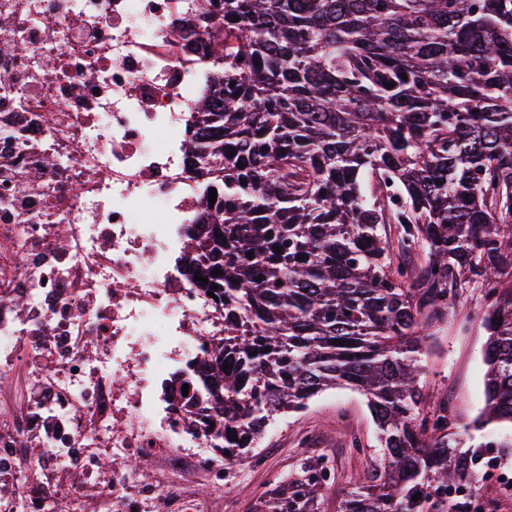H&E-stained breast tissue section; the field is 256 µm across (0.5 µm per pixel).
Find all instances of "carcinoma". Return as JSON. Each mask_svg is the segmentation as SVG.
<instances>
[{
  "label": "carcinoma",
  "mask_w": 512,
  "mask_h": 512,
  "mask_svg": "<svg viewBox=\"0 0 512 512\" xmlns=\"http://www.w3.org/2000/svg\"><path fill=\"white\" fill-rule=\"evenodd\" d=\"M199 11L215 90L188 159L221 181L195 224L224 302L210 433L236 466L277 418L355 390L380 463L341 512H430L476 475L419 386L424 339L470 288L472 426L512 424V0H222L216 26ZM330 473L305 458L250 512H318Z\"/></svg>",
  "instance_id": "obj_1"
}]
</instances>
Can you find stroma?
I'll return each instance as SVG.
<instances>
[{"label": "stroma", "mask_w": 512, "mask_h": 512, "mask_svg": "<svg viewBox=\"0 0 512 512\" xmlns=\"http://www.w3.org/2000/svg\"><path fill=\"white\" fill-rule=\"evenodd\" d=\"M479 306L477 291L468 290L449 313L445 327L424 343V412L430 416L448 408L450 430L462 435L468 448L495 440V447L485 454L498 463L479 469L474 494L490 503V512H512V501L502 500L496 484L499 470L512 471V426L491 425L480 431L470 427L484 405L486 337L478 326ZM324 455L332 461L334 475L321 491L319 512H339L355 481L378 465L377 429L359 393L339 388L319 394L303 411L269 426L255 457L237 466L229 491L204 481L191 491L211 512H249L254 500L300 459Z\"/></svg>", "instance_id": "obj_1"}]
</instances>
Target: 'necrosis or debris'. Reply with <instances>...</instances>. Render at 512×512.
I'll return each mask as SVG.
<instances>
[{
	"label": "necrosis or debris",
	"instance_id": "necrosis-or-debris-1",
	"mask_svg": "<svg viewBox=\"0 0 512 512\" xmlns=\"http://www.w3.org/2000/svg\"><path fill=\"white\" fill-rule=\"evenodd\" d=\"M199 0H0V376L27 358L19 411L0 406V512H55L22 438L42 441L84 496L162 512L127 461L178 495L222 478L198 377L224 308L188 274L208 178L190 165ZM23 295L25 313L8 306ZM112 472L100 473L102 456Z\"/></svg>",
	"mask_w": 512,
	"mask_h": 512
}]
</instances>
